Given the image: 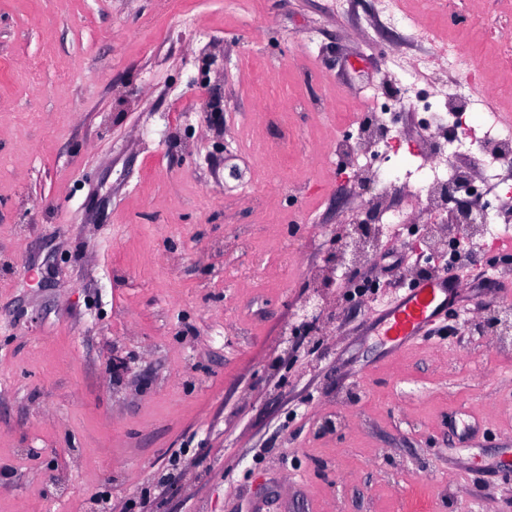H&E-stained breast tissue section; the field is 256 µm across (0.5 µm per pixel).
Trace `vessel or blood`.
<instances>
[{
    "label": "vessel or blood",
    "mask_w": 512,
    "mask_h": 512,
    "mask_svg": "<svg viewBox=\"0 0 512 512\" xmlns=\"http://www.w3.org/2000/svg\"><path fill=\"white\" fill-rule=\"evenodd\" d=\"M457 283L441 277L424 280L398 295L385 310V333L399 347L414 343L436 320Z\"/></svg>",
    "instance_id": "vessel-or-blood-1"
}]
</instances>
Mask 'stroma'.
<instances>
[{
  "label": "stroma",
  "instance_id": "1",
  "mask_svg": "<svg viewBox=\"0 0 512 512\" xmlns=\"http://www.w3.org/2000/svg\"><path fill=\"white\" fill-rule=\"evenodd\" d=\"M374 13L0 0V512H512V337L476 330L512 310L502 246L402 350L418 240L380 236L361 299L306 276L366 206L312 153L384 91ZM260 76L296 106L277 175Z\"/></svg>",
  "mask_w": 512,
  "mask_h": 512
}]
</instances>
